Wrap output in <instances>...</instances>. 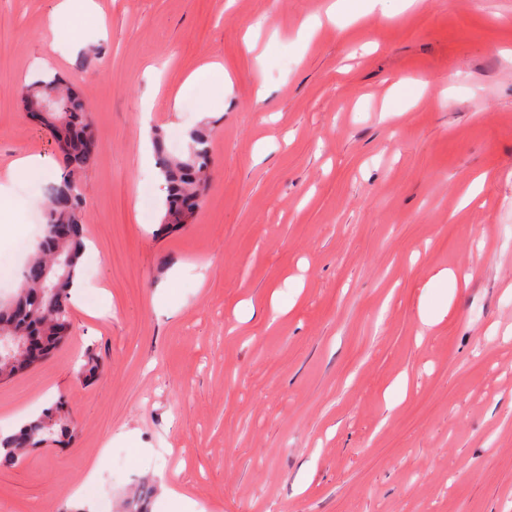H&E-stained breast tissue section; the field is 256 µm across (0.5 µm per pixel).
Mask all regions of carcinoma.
<instances>
[{
  "mask_svg": "<svg viewBox=\"0 0 512 512\" xmlns=\"http://www.w3.org/2000/svg\"><path fill=\"white\" fill-rule=\"evenodd\" d=\"M54 92L59 109L47 113L44 128L53 139L68 145L66 166L59 181L48 188L41 235L29 255L16 292L0 298V381L12 379L35 367L19 344L29 337L41 340L45 355L63 346L71 333V287L85 249L81 224L83 191L75 173L93 164L99 146H90L94 131L83 96L58 76L38 77L25 86L21 104L31 109ZM156 165L164 176L166 192L164 229L178 228L194 218L208 183L209 140L200 130L191 132L192 149L187 158L175 159L166 150L164 135L152 132ZM74 426L69 408L58 401L32 417L17 433L0 438V467H12L28 452L48 442L69 443Z\"/></svg>",
  "mask_w": 512,
  "mask_h": 512,
  "instance_id": "cac0c4a2",
  "label": "carcinoma"
}]
</instances>
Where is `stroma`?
<instances>
[{"label":"stroma","instance_id":"35a3bbf8","mask_svg":"<svg viewBox=\"0 0 512 512\" xmlns=\"http://www.w3.org/2000/svg\"><path fill=\"white\" fill-rule=\"evenodd\" d=\"M100 2L64 57L55 0H0V175L47 167L14 186L22 239L63 162L20 83L60 73L100 143L71 337L0 382L1 431L61 398L74 440L0 469V512H73L90 481L116 508L146 479L192 512H512V0H352L311 36L333 0ZM213 61L205 116L178 91ZM145 123L179 157L182 126L209 135L168 233Z\"/></svg>","mask_w":512,"mask_h":512}]
</instances>
